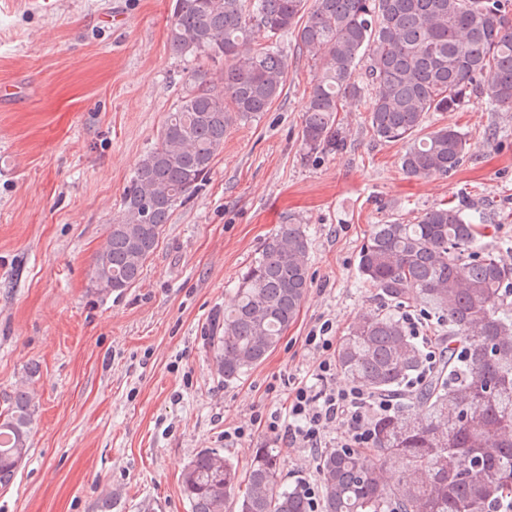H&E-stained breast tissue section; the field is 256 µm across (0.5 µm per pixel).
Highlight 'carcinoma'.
Returning <instances> with one entry per match:
<instances>
[{
  "label": "carcinoma",
  "mask_w": 512,
  "mask_h": 512,
  "mask_svg": "<svg viewBox=\"0 0 512 512\" xmlns=\"http://www.w3.org/2000/svg\"><path fill=\"white\" fill-rule=\"evenodd\" d=\"M172 0V54L223 65L221 87L194 68L139 160L95 253L90 291L120 295L136 284L173 210L205 185L228 129L255 120L281 96L288 56L257 35H295L320 67L303 115L301 145L335 155L347 144L341 101L371 93L375 137L402 146L409 177L446 176L467 155L452 127L427 131L436 112L471 92L512 112V0ZM480 212L434 206L413 224H374L358 273L390 304L424 303L448 324L447 357L405 409L378 418L373 453L336 448L321 456V512H491L512 505V267L482 242ZM310 238L283 224L241 275L236 297L212 319L211 349L224 382L262 363L296 320L311 278ZM338 366L352 382L398 393L421 368L398 316L361 319L342 340ZM0 409V487L28 455L35 402L19 388ZM402 466V481L384 472ZM280 452L254 449L245 474L217 448L189 462L182 489L190 512H310L303 486L280 479Z\"/></svg>",
  "instance_id": "cac0c4a2"
}]
</instances>
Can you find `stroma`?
Here are the masks:
<instances>
[{"label":"stroma","instance_id":"1","mask_svg":"<svg viewBox=\"0 0 512 512\" xmlns=\"http://www.w3.org/2000/svg\"><path fill=\"white\" fill-rule=\"evenodd\" d=\"M172 0H0V400L35 395L31 451L0 488V512H190L183 472L204 448L246 469L275 439L238 446L224 430L282 406L313 364L304 338L330 321L393 313L364 283L357 257L374 224L414 223L444 203L480 209L485 241L512 258V112L472 94L433 127L465 134L448 176L413 178L399 145L374 137L370 99L345 102L342 154L303 151L317 68L295 38L283 94L231 126L206 186L177 208L140 281L97 296L88 283L108 224L141 156L185 92L190 61L168 44ZM311 239L312 284L278 347L239 380L221 377L212 317L280 225ZM36 376H29L31 365ZM319 456L281 450L284 483L318 482Z\"/></svg>","mask_w":512,"mask_h":512}]
</instances>
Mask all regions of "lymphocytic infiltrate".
<instances>
[{
    "label": "lymphocytic infiltrate",
    "mask_w": 512,
    "mask_h": 512,
    "mask_svg": "<svg viewBox=\"0 0 512 512\" xmlns=\"http://www.w3.org/2000/svg\"><path fill=\"white\" fill-rule=\"evenodd\" d=\"M402 320L422 351L423 368L409 382L416 390L425 381L442 351L434 337L428 336L426 314H403ZM305 346L316 357L312 379L298 382L288 394L285 412L256 416L253 427L284 439L290 447L319 453L323 449L367 448L372 442V426L383 415L396 412L401 395L377 394L357 384L336 381V338L331 322L311 329ZM253 427L237 426L224 431L225 442L236 444L252 434Z\"/></svg>",
    "instance_id": "f902f5d3"
}]
</instances>
